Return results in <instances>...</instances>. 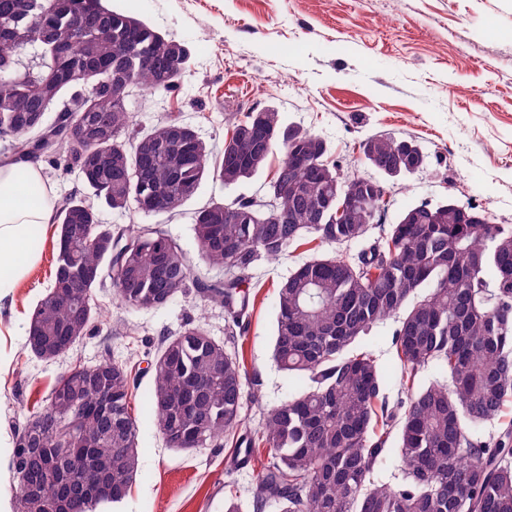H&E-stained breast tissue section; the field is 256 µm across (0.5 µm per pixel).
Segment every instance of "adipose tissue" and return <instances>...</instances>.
Listing matches in <instances>:
<instances>
[{"label":"adipose tissue","mask_w":512,"mask_h":512,"mask_svg":"<svg viewBox=\"0 0 512 512\" xmlns=\"http://www.w3.org/2000/svg\"><path fill=\"white\" fill-rule=\"evenodd\" d=\"M41 164L25 160L0 164V302L9 297L32 257L26 250L30 228L52 223L56 211L53 196H28L25 187L39 184Z\"/></svg>","instance_id":"adipose-tissue-1"}]
</instances>
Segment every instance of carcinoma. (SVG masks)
I'll list each match as a JSON object with an SVG mask.
<instances>
[{
  "label": "carcinoma",
  "instance_id": "obj_1",
  "mask_svg": "<svg viewBox=\"0 0 512 512\" xmlns=\"http://www.w3.org/2000/svg\"><path fill=\"white\" fill-rule=\"evenodd\" d=\"M41 63L22 65L20 46ZM190 51L107 0H0V138L15 159L43 158L79 169L86 191L56 209V269L29 315L28 346L43 360L69 351L98 312L93 291L109 279L133 310L168 305L190 287L220 304L238 325L249 306L242 284L263 262L311 237L351 244L387 214L381 182L341 173L319 136L281 127L273 109L248 112L214 163L194 129L173 111L144 131L132 128L127 97L150 86L175 91ZM62 105L53 123L46 112ZM283 157L261 197L211 201L196 209L200 259L226 279L193 278L179 245L159 224L114 228L101 208L164 216L211 177L226 186L257 174L275 150ZM367 164L389 177L424 162L412 142L372 137ZM359 204L336 223L345 195ZM96 278L70 287V273ZM493 273L487 279V272ZM273 356L307 388L273 407L247 439L263 445L254 507L279 512H512V422L485 435L480 426L512 404V225L449 199L405 210L356 257L315 258L278 287ZM397 319L393 344L406 398L391 409L382 378L360 339ZM441 365L448 382L414 390L418 371ZM246 374L237 357L203 328L161 342L152 404L166 445L190 451L229 443L245 425ZM132 379L110 359L60 376L47 405L15 435L9 450L14 512H97L121 502L138 473L137 429L129 411ZM395 443L404 482L372 486L370 474ZM89 456L42 458L63 445ZM90 467L112 483L98 498L70 474Z\"/></svg>",
  "mask_w": 512,
  "mask_h": 512
}]
</instances>
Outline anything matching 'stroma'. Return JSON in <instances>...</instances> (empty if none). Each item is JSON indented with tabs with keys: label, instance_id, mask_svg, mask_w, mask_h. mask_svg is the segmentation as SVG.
Masks as SVG:
<instances>
[{
	"label": "stroma",
	"instance_id": "35a3bbf8",
	"mask_svg": "<svg viewBox=\"0 0 512 512\" xmlns=\"http://www.w3.org/2000/svg\"><path fill=\"white\" fill-rule=\"evenodd\" d=\"M160 33L183 43L190 66L170 96L131 93L127 108L147 127L170 111L181 112L214 152L224 146L226 121L273 109L283 126L321 137L345 173L377 177L364 161L368 138L415 142L425 155L415 172L392 179L388 223L409 207L450 199L491 212L512 225V0H110ZM280 154L251 179L227 186L205 179L179 214L159 222L195 260L192 213L212 200L260 197ZM57 227H36L26 273L0 304V512H12L8 450L33 411L47 404L57 379L70 368L97 365L104 355L126 364L136 381L129 408L136 421L139 469L127 497L99 512H224V483L242 512H253L258 468L242 464L233 445L176 451L158 432L147 369L162 337L202 324L236 352L255 402L243 413L247 429L266 409L299 394L303 381L288 378L272 358L278 287L298 264L316 257L356 255L360 244L308 239L279 261L253 273L246 332L231 334L222 306L188 290L151 311L122 307L111 283L95 291L102 315L93 330L61 357L45 361L27 347L31 308L48 291L54 272ZM193 273L220 272L197 264ZM390 319L361 345L380 369L389 405L402 396L401 366Z\"/></svg>",
	"mask_w": 512,
	"mask_h": 512
}]
</instances>
